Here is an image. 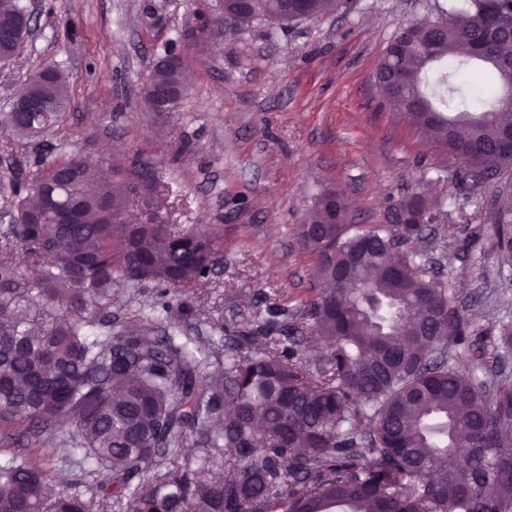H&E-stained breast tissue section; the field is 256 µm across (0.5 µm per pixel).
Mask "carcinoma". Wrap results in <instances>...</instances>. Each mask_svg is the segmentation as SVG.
<instances>
[{
    "mask_svg": "<svg viewBox=\"0 0 512 512\" xmlns=\"http://www.w3.org/2000/svg\"><path fill=\"white\" fill-rule=\"evenodd\" d=\"M263 17L285 25L327 12L333 0H264ZM512 0H448L437 17L397 29L375 78L390 107L464 164L469 185L512 168V112H474L459 75L491 72L502 85L512 56L499 18ZM258 17L249 0H224V26ZM0 59H12L31 32L20 0H0ZM436 62L448 73L431 84ZM28 112L9 113L21 137L56 125L69 99L65 72L43 67ZM183 81L174 51L143 89L160 111L159 89ZM95 179L76 149L37 159L9 183L11 222L0 225V430L26 437L28 452L0 462V512H93L113 488L131 512H512V428L492 423L512 409V386L489 397L469 369L448 365V335L466 339L448 286L429 276L406 223L417 194L388 210L387 223L353 228L343 195L321 194L300 226L320 284L302 315L327 342L314 369L301 361L294 329L254 321L236 331L219 358L208 344L181 339L154 316L112 314V284L156 290L153 311L172 310L169 294L210 280L222 256L216 238L179 224H129L126 187ZM112 198L104 217L96 199ZM500 250L512 260V182L494 192ZM24 245L28 265L16 263ZM55 442L60 461L92 479L81 491L57 462L35 453ZM201 463L224 459V482L197 480L183 449ZM154 475L139 479L142 465ZM470 479L487 488L461 492Z\"/></svg>",
    "mask_w": 512,
    "mask_h": 512,
    "instance_id": "cac0c4a2",
    "label": "carcinoma"
}]
</instances>
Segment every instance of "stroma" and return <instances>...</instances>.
Instances as JSON below:
<instances>
[{
    "label": "stroma",
    "instance_id": "stroma-1",
    "mask_svg": "<svg viewBox=\"0 0 512 512\" xmlns=\"http://www.w3.org/2000/svg\"><path fill=\"white\" fill-rule=\"evenodd\" d=\"M447 2L336 0L283 27L259 18L220 31L206 25L219 0H23L33 32L0 64V224L10 221L14 173L78 144L105 175L121 171L134 185L129 223L153 214L219 231L223 262L211 282L172 294L197 308L191 320L171 312L182 335L224 345L228 328L275 304L287 308L311 366L319 349L300 312L316 282L301 224L328 189L342 191L364 227L418 192L436 217L420 247L471 332L470 346L449 344L448 361L487 390L512 384V265L500 256L494 185L464 184L461 161L393 111L375 80L396 29ZM171 50L187 90L169 111L152 112L142 89ZM46 62L64 69L70 98L57 127L27 140L5 117Z\"/></svg>",
    "mask_w": 512,
    "mask_h": 512
}]
</instances>
